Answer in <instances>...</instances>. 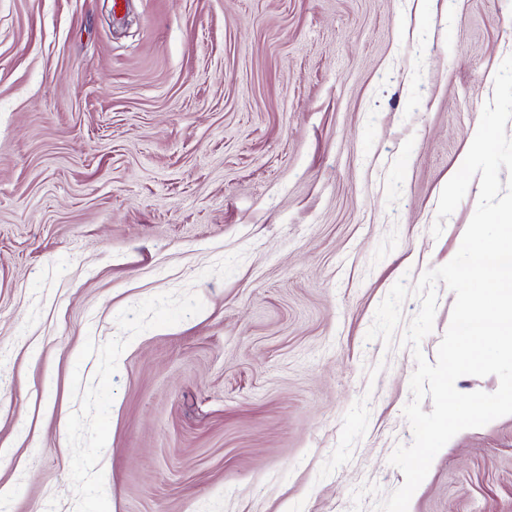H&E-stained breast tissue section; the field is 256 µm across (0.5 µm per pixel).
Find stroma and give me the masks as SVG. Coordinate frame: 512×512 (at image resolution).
Segmentation results:
<instances>
[{
  "mask_svg": "<svg viewBox=\"0 0 512 512\" xmlns=\"http://www.w3.org/2000/svg\"><path fill=\"white\" fill-rule=\"evenodd\" d=\"M512 55V0H0L10 512H373L413 441L393 285ZM408 512H512V415Z\"/></svg>",
  "mask_w": 512,
  "mask_h": 512,
  "instance_id": "obj_1",
  "label": "stroma"
}]
</instances>
